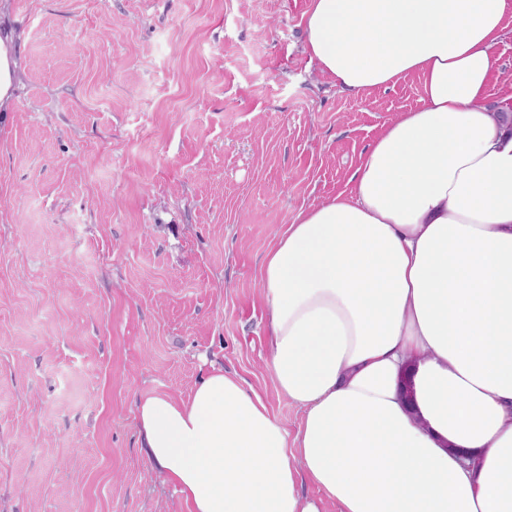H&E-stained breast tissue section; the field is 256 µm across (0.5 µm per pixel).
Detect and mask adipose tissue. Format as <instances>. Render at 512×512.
<instances>
[{
    "mask_svg": "<svg viewBox=\"0 0 512 512\" xmlns=\"http://www.w3.org/2000/svg\"><path fill=\"white\" fill-rule=\"evenodd\" d=\"M511 9L311 0L306 49L340 91L414 75L422 104L263 259L296 433L220 366L187 400H140L146 458L190 512H512V113L486 101Z\"/></svg>",
    "mask_w": 512,
    "mask_h": 512,
    "instance_id": "ef3b65f1",
    "label": "adipose tissue"
}]
</instances>
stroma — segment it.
I'll use <instances>...</instances> for the list:
<instances>
[{
  "mask_svg": "<svg viewBox=\"0 0 512 512\" xmlns=\"http://www.w3.org/2000/svg\"><path fill=\"white\" fill-rule=\"evenodd\" d=\"M310 0H0V512H189L136 405L211 364L296 430L267 364L260 267L347 190L421 83L340 93ZM489 104L512 94V11ZM1 52H0V94L12 93L14 82L13 69V47L7 36L1 33Z\"/></svg>",
  "mask_w": 512,
  "mask_h": 512,
  "instance_id": "35a3bbf8",
  "label": "stroma"
}]
</instances>
